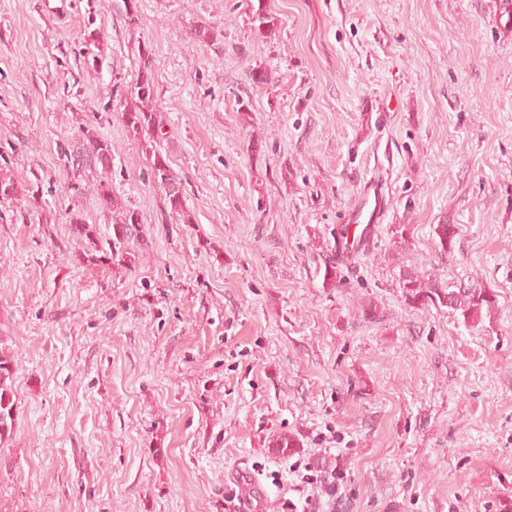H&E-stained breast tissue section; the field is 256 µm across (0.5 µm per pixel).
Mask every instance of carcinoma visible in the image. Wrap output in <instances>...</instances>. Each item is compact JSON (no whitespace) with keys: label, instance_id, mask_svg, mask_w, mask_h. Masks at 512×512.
Here are the masks:
<instances>
[{"label":"carcinoma","instance_id":"obj_1","mask_svg":"<svg viewBox=\"0 0 512 512\" xmlns=\"http://www.w3.org/2000/svg\"><path fill=\"white\" fill-rule=\"evenodd\" d=\"M250 20L260 37L270 38L275 35V19L268 11L264 0H256V3L251 5ZM193 39L200 43L215 45L224 39V31L215 26L202 24L194 29ZM138 55V74L130 85L127 96L124 97L121 119L130 136L141 145L153 181L165 192V202L170 213L189 223L191 216L185 208L182 179L176 175L170 157L161 147L163 133L160 116L153 108L155 87L150 47L146 44L139 45ZM80 129V151L85 159L99 164L105 173L111 171L112 143L85 124L80 125ZM96 192L101 205L112 212L113 237L105 241L99 240L96 227L86 223L78 215L70 219L72 234L77 239L94 245L95 251L111 256L114 261L129 262L134 256L130 248L131 234L135 224L139 223V218L134 210L125 207L112 196L108 181L100 180ZM435 232L442 251H450L458 235V227L454 224H439ZM402 288L405 290L406 300L419 304L439 303L450 308L466 322L480 320L483 310L492 308V299L486 291L476 288L453 290L430 277L421 279L408 273L404 276ZM17 364L18 359L3 345V339L0 338V440L10 436L15 427L17 413L13 380Z\"/></svg>","mask_w":512,"mask_h":512}]
</instances>
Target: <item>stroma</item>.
<instances>
[{
  "instance_id": "1",
  "label": "stroma",
  "mask_w": 512,
  "mask_h": 512,
  "mask_svg": "<svg viewBox=\"0 0 512 512\" xmlns=\"http://www.w3.org/2000/svg\"><path fill=\"white\" fill-rule=\"evenodd\" d=\"M266 3L269 39L248 0H134V26L125 0H0V169L20 187L0 202L19 359L0 512H235L245 473L267 489L253 512H282L314 493L299 459L346 471L342 512L512 504V22L501 0ZM202 23L223 42H195ZM142 43L189 224L121 120ZM83 124L139 216L132 265L72 234L75 212L113 233L99 168L74 183L61 164ZM374 181L382 218L344 253ZM422 272L485 289L491 311L410 303ZM265 0H256L257 4L251 3L250 20L255 32L261 38H272L275 36V19L267 9Z\"/></svg>"
}]
</instances>
